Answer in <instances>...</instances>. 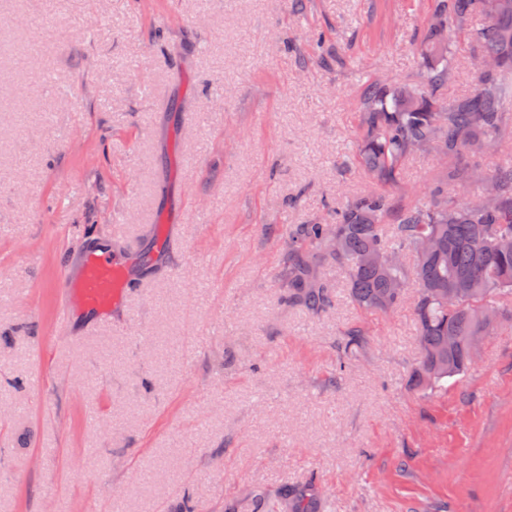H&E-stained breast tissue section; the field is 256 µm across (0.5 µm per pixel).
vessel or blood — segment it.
<instances>
[{
  "label": "vessel or blood",
  "mask_w": 512,
  "mask_h": 512,
  "mask_svg": "<svg viewBox=\"0 0 512 512\" xmlns=\"http://www.w3.org/2000/svg\"><path fill=\"white\" fill-rule=\"evenodd\" d=\"M161 216L152 226L151 237L157 252L170 254L179 246L172 225L176 210L160 209ZM140 242L126 241L121 225L111 231L85 235L84 245L75 259L76 272H63L59 283L58 319L63 329L73 327L76 314L87 315L85 333L111 324L123 330L131 322L129 304L152 281V274L133 275L132 269L141 261Z\"/></svg>",
  "instance_id": "b4317fda"
}]
</instances>
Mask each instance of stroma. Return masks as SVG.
Returning a JSON list of instances; mask_svg holds the SVG:
<instances>
[{
    "label": "stroma",
    "mask_w": 512,
    "mask_h": 512,
    "mask_svg": "<svg viewBox=\"0 0 512 512\" xmlns=\"http://www.w3.org/2000/svg\"><path fill=\"white\" fill-rule=\"evenodd\" d=\"M433 0H0V512H512V320L425 395L410 303L376 315L347 271L284 304L288 230L372 183L347 156L365 82L412 80ZM429 153L402 190L437 182ZM183 241L127 333L56 325L85 231ZM366 347L344 354L345 330ZM81 456L85 477L68 462ZM157 209L161 212L163 217H157L155 224L152 226V232L149 234V237L154 239V245L158 253L168 255L180 245L179 238L170 229L181 225L174 223L176 221L173 219L175 213L177 211H181L177 210L175 207H171L170 205L161 206L160 203H157Z\"/></svg>",
    "instance_id": "35a3bbf8"
}]
</instances>
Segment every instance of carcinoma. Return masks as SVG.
Listing matches in <instances>:
<instances>
[{"instance_id":"cac0c4a2","label":"carcinoma","mask_w":512,"mask_h":512,"mask_svg":"<svg viewBox=\"0 0 512 512\" xmlns=\"http://www.w3.org/2000/svg\"><path fill=\"white\" fill-rule=\"evenodd\" d=\"M484 23L473 29L471 19ZM476 40L471 93L443 98L457 75L450 36ZM417 52L415 78L395 86L370 81L361 97L359 134L351 160L379 189L356 195L333 224H299L288 234L278 273L281 300L312 314L334 304L322 276L326 260L344 267L350 296L366 313L399 305L414 289L420 359L413 386L436 392L474 359L471 340L512 307V163L493 170L463 165L466 153H497L512 144V0H436ZM441 152L446 185L424 199L389 193L405 160ZM416 257L409 268L399 260ZM277 512H312L286 491Z\"/></svg>"}]
</instances>
